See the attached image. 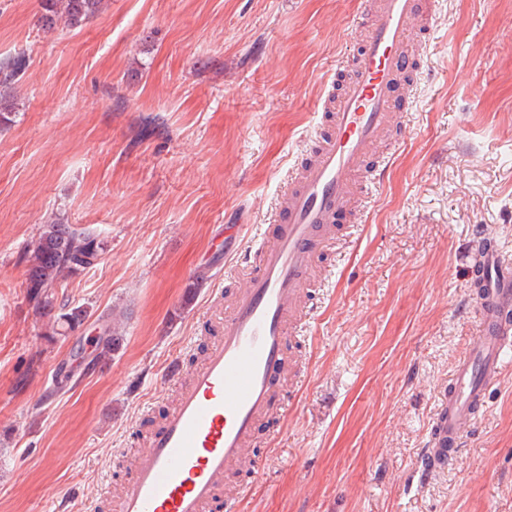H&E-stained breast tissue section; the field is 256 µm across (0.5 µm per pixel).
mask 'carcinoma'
Here are the masks:
<instances>
[{
    "mask_svg": "<svg viewBox=\"0 0 512 512\" xmlns=\"http://www.w3.org/2000/svg\"><path fill=\"white\" fill-rule=\"evenodd\" d=\"M107 0H41L39 24L43 31L54 32L60 25L77 28L104 12ZM24 62L20 58L0 57V127L12 122L17 101L10 88L18 80ZM105 245L95 234L77 231L58 217L40 227L37 237L27 245L26 294L36 311L54 319L46 332L50 342L79 329L88 316L80 306L58 303L55 288L61 280L73 277L99 264ZM107 340L100 344L95 360L112 356L122 344L116 326H106Z\"/></svg>",
    "mask_w": 512,
    "mask_h": 512,
    "instance_id": "obj_1",
    "label": "carcinoma"
}]
</instances>
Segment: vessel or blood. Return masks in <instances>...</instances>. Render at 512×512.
Segmentation results:
<instances>
[{
  "mask_svg": "<svg viewBox=\"0 0 512 512\" xmlns=\"http://www.w3.org/2000/svg\"><path fill=\"white\" fill-rule=\"evenodd\" d=\"M367 10L366 38L342 90L324 98L308 155L269 223L255 229L246 260L229 271L245 285L218 317L219 336L189 379L179 360L169 363L177 402L135 457L114 512H236L239 498L225 495L224 482L252 468L256 428L282 405L311 266L334 245L352 199L380 184L388 159L374 157L377 144L408 125L399 91L424 73L415 39L432 32L438 0H367ZM466 260L480 269L484 296L474 345L455 365L421 457L424 477L454 463L512 355V255L493 242Z\"/></svg>",
  "mask_w": 512,
  "mask_h": 512,
  "instance_id": "obj_1",
  "label": "vessel or blood"
}]
</instances>
